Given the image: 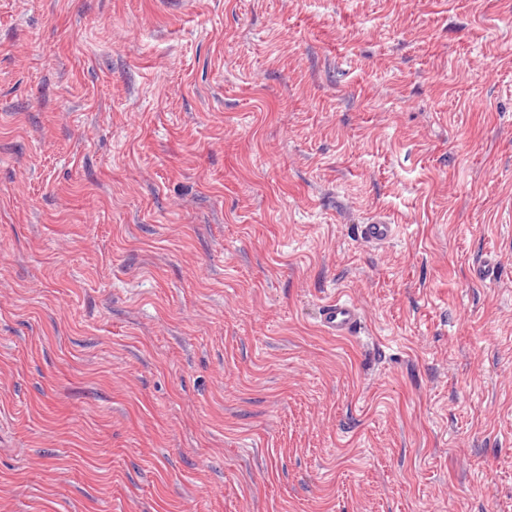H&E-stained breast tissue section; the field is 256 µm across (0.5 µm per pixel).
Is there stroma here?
I'll use <instances>...</instances> for the list:
<instances>
[{"instance_id": "35a3bbf8", "label": "stroma", "mask_w": 512, "mask_h": 512, "mask_svg": "<svg viewBox=\"0 0 512 512\" xmlns=\"http://www.w3.org/2000/svg\"><path fill=\"white\" fill-rule=\"evenodd\" d=\"M0 512H512V0H0ZM395 233V224H389L385 219L376 218L369 224H361L359 237L367 245L372 247L382 246L388 243ZM363 322V310L353 300L334 297L319 308L318 325L329 336H354Z\"/></svg>"}]
</instances>
